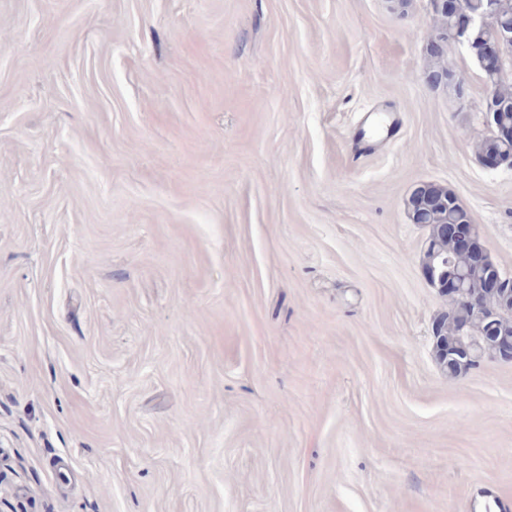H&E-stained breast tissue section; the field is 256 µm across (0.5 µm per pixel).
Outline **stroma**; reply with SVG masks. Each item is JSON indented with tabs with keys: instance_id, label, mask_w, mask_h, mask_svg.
I'll return each instance as SVG.
<instances>
[{
	"instance_id": "obj_1",
	"label": "stroma",
	"mask_w": 512,
	"mask_h": 512,
	"mask_svg": "<svg viewBox=\"0 0 512 512\" xmlns=\"http://www.w3.org/2000/svg\"><path fill=\"white\" fill-rule=\"evenodd\" d=\"M436 34L430 0H0V512H512V364L438 365L407 209L444 186L512 275Z\"/></svg>"
}]
</instances>
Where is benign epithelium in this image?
I'll use <instances>...</instances> for the list:
<instances>
[{
	"label": "benign epithelium",
	"instance_id": "1",
	"mask_svg": "<svg viewBox=\"0 0 512 512\" xmlns=\"http://www.w3.org/2000/svg\"><path fill=\"white\" fill-rule=\"evenodd\" d=\"M433 12L437 15L446 13L454 18L453 28L449 34H440L431 42V51L442 53L450 43H472L478 36H483V49L479 57L481 70L487 76H497L502 72L506 53L512 50V23L507 25V31H500L493 36L484 35L488 22L498 17L496 0H486L484 10H472L466 0H430ZM489 125L493 136L503 144V149L494 154L482 156L485 166L495 168L503 163L512 161V122L502 120L499 113L490 112ZM423 197L435 205L445 203L444 189L432 182L418 185ZM444 236L456 243L457 249L463 254L472 253L481 263L490 262L483 248L476 243L474 229L476 224L470 221L466 224L440 225ZM423 275L429 284L438 292L453 298H460L476 310L483 311L484 329L482 336L484 346L481 357L491 360L512 362V327L499 324L498 317L503 313H512V276L496 272V275L485 279L484 299H479L464 288V275L453 267L441 265L439 268L425 267ZM492 299L497 302L494 307H488L484 300Z\"/></svg>",
	"mask_w": 512,
	"mask_h": 512
}]
</instances>
